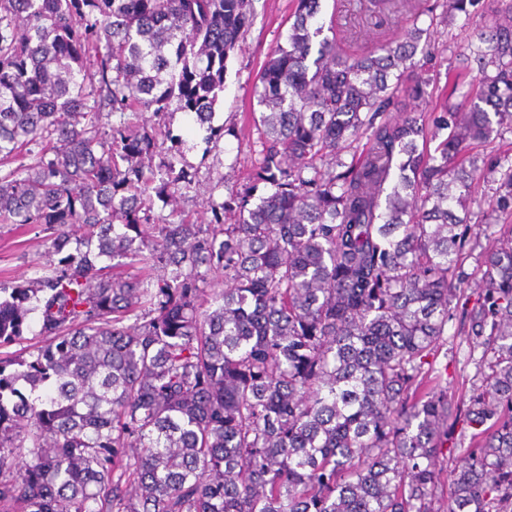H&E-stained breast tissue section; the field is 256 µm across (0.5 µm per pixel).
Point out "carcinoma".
I'll use <instances>...</instances> for the list:
<instances>
[{
	"label": "carcinoma",
	"instance_id": "carcinoma-1",
	"mask_svg": "<svg viewBox=\"0 0 512 512\" xmlns=\"http://www.w3.org/2000/svg\"><path fill=\"white\" fill-rule=\"evenodd\" d=\"M371 2L410 22L357 54L323 36L321 0H294L250 113L268 193L175 224L147 195L186 173L146 165L155 137L99 107L175 103L212 140L251 0H0V224L41 225L59 256L0 300V347L32 312L48 337L0 357V512H435L452 412L424 365L461 298L476 181L512 224V153L484 154L512 132V0ZM459 17L441 87L416 55ZM124 259L140 272L111 274ZM483 266L451 512H512V237Z\"/></svg>",
	"mask_w": 512,
	"mask_h": 512
}]
</instances>
